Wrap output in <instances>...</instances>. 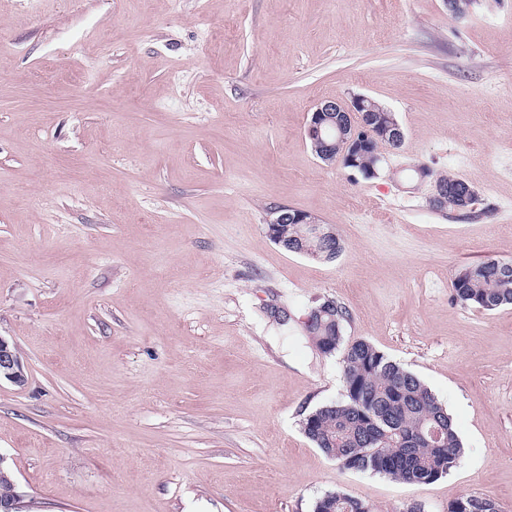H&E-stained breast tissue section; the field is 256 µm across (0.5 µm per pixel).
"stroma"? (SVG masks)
Listing matches in <instances>:
<instances>
[{
  "label": "stroma",
  "mask_w": 512,
  "mask_h": 512,
  "mask_svg": "<svg viewBox=\"0 0 512 512\" xmlns=\"http://www.w3.org/2000/svg\"><path fill=\"white\" fill-rule=\"evenodd\" d=\"M369 96L399 149L367 179L317 158V103ZM479 193L432 210L401 161ZM286 206L334 225L331 262L266 233ZM512 260V0H0V456L20 512H512V306L450 301ZM452 416L429 484L340 470L300 430L342 397L308 341L320 299ZM286 309L279 325L272 309ZM2 379L23 385L26 376L15 344L0 336V382ZM314 512H372V510L368 504L336 491L326 493L319 498L315 503ZM448 512H499V509L490 498L465 494L448 506Z\"/></svg>",
  "instance_id": "35a3bbf8"
}]
</instances>
